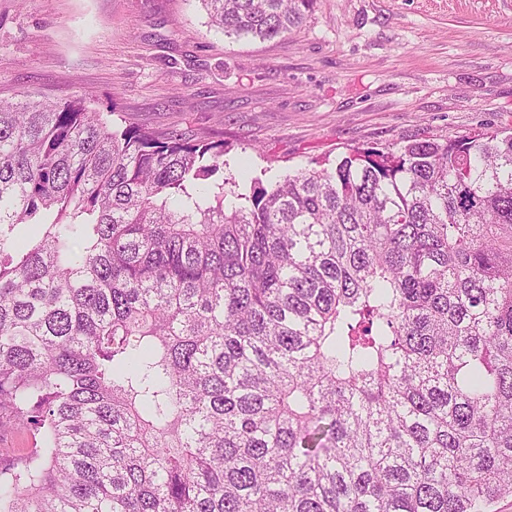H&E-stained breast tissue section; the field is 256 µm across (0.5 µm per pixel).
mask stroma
I'll use <instances>...</instances> for the list:
<instances>
[{
	"mask_svg": "<svg viewBox=\"0 0 512 512\" xmlns=\"http://www.w3.org/2000/svg\"><path fill=\"white\" fill-rule=\"evenodd\" d=\"M86 96L114 123L224 143L225 177L479 126L512 131V0H315L229 38L200 0H0V98Z\"/></svg>",
	"mask_w": 512,
	"mask_h": 512,
	"instance_id": "stroma-1",
	"label": "stroma"
}]
</instances>
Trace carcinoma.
Instances as JSON below:
<instances>
[{
  "label": "carcinoma",
  "mask_w": 512,
  "mask_h": 512,
  "mask_svg": "<svg viewBox=\"0 0 512 512\" xmlns=\"http://www.w3.org/2000/svg\"><path fill=\"white\" fill-rule=\"evenodd\" d=\"M313 3L201 0L261 40ZM237 186L222 142L0 100V416L42 439L0 512L512 497V133Z\"/></svg>",
  "instance_id": "carcinoma-1"
}]
</instances>
